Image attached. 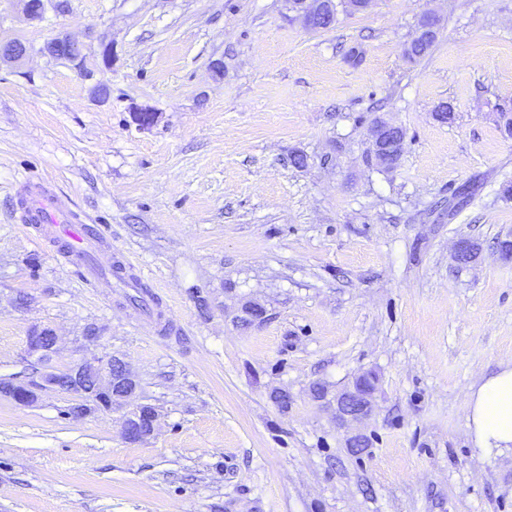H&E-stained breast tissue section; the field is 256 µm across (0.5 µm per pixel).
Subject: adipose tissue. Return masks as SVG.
Masks as SVG:
<instances>
[{"mask_svg":"<svg viewBox=\"0 0 512 512\" xmlns=\"http://www.w3.org/2000/svg\"><path fill=\"white\" fill-rule=\"evenodd\" d=\"M467 420L472 442L482 454L512 449V365L504 366L472 391Z\"/></svg>","mask_w":512,"mask_h":512,"instance_id":"ef3b65f1","label":"adipose tissue"}]
</instances>
